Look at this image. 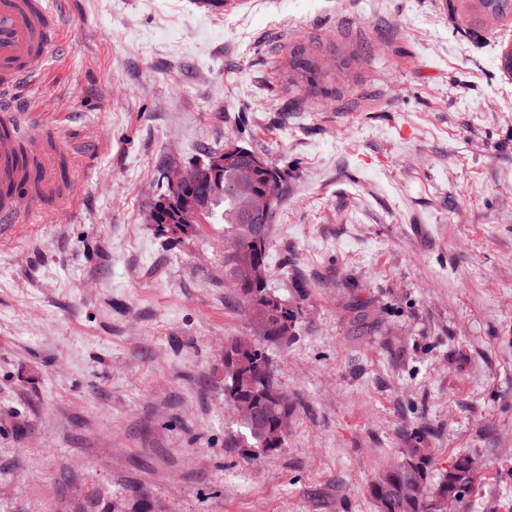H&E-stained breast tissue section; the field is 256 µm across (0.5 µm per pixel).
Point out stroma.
<instances>
[{"label": "stroma", "instance_id": "35a3bbf8", "mask_svg": "<svg viewBox=\"0 0 512 512\" xmlns=\"http://www.w3.org/2000/svg\"><path fill=\"white\" fill-rule=\"evenodd\" d=\"M477 0H53L61 43L14 109L60 132L72 195L0 236V512H376L410 438L464 452L458 512H512V15ZM312 54L316 86L292 57ZM277 169L280 452L225 438L224 227L147 222L170 162Z\"/></svg>", "mask_w": 512, "mask_h": 512}]
</instances>
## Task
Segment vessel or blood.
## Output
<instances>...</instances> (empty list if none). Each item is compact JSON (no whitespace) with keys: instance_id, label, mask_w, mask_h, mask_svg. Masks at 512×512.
Masks as SVG:
<instances>
[{"instance_id":"obj_1","label":"vessel or blood","mask_w":512,"mask_h":512,"mask_svg":"<svg viewBox=\"0 0 512 512\" xmlns=\"http://www.w3.org/2000/svg\"><path fill=\"white\" fill-rule=\"evenodd\" d=\"M61 37L49 0H0V224H27L40 207L72 193L70 174L57 163L48 135L31 134L42 115L20 120L4 109L15 91L37 75Z\"/></svg>"}]
</instances>
